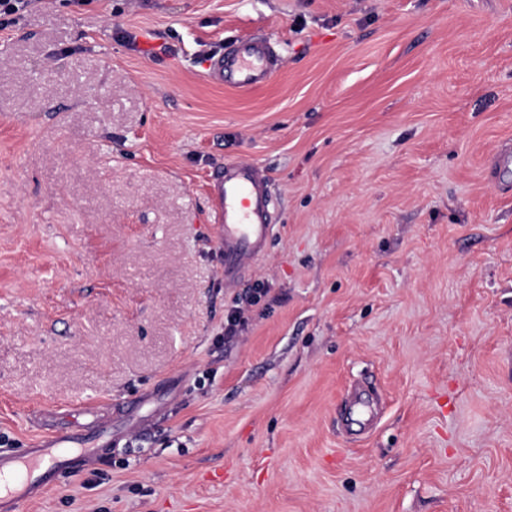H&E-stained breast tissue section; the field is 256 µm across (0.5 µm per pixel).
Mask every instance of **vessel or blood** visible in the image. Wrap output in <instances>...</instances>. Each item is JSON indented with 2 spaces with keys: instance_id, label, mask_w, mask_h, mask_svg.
Instances as JSON below:
<instances>
[{
  "instance_id": "b4317fda",
  "label": "vessel or blood",
  "mask_w": 512,
  "mask_h": 512,
  "mask_svg": "<svg viewBox=\"0 0 512 512\" xmlns=\"http://www.w3.org/2000/svg\"><path fill=\"white\" fill-rule=\"evenodd\" d=\"M280 58L270 40H238L214 55L209 76L242 90L266 84L278 71ZM211 197L217 243L224 262L225 285L244 281L264 257L276 224L273 197L264 170L249 160L226 162L213 182ZM81 431L68 427L40 436L24 454H0V512H22L31 499L54 487L60 474L100 460L102 449L117 441L111 422L96 424L92 446L82 447Z\"/></svg>"
}]
</instances>
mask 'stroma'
Returning <instances> with one entry per match:
<instances>
[{
    "label": "stroma",
    "mask_w": 512,
    "mask_h": 512,
    "mask_svg": "<svg viewBox=\"0 0 512 512\" xmlns=\"http://www.w3.org/2000/svg\"><path fill=\"white\" fill-rule=\"evenodd\" d=\"M251 35L274 78L211 80ZM503 147L512 0H36L0 32V451L35 407L155 429L25 512H512ZM235 159L277 301L220 347ZM224 284L238 285L265 256L273 237V197L264 170L249 160H233L210 188Z\"/></svg>",
    "instance_id": "obj_1"
}]
</instances>
